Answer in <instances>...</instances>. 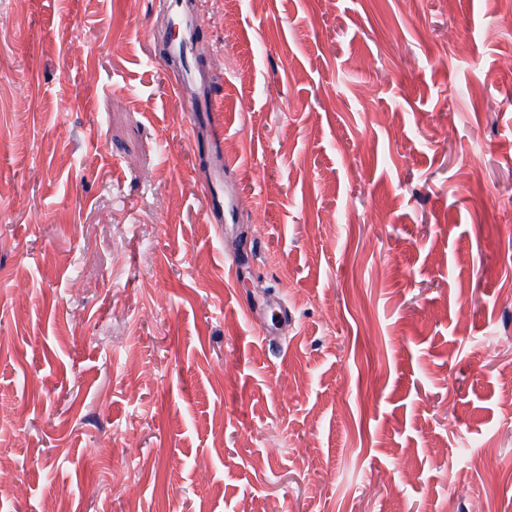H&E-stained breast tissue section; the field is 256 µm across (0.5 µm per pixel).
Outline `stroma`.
I'll return each mask as SVG.
<instances>
[{
  "mask_svg": "<svg viewBox=\"0 0 512 512\" xmlns=\"http://www.w3.org/2000/svg\"><path fill=\"white\" fill-rule=\"evenodd\" d=\"M202 10L220 224L159 0H0V512H512V0ZM195 77L193 72L183 71L182 79L177 85L176 90L186 105L189 112L190 121L189 128L194 132L198 125L204 124L210 127L214 144L219 149L213 156V165L208 173L204 185V198L206 207L204 211V219L206 223L211 224V218L220 214L221 209L224 211V198L219 193V186L224 177V154L221 150L223 138V123L219 113L214 112L209 100H201L193 93L191 85L194 83Z\"/></svg>",
  "mask_w": 512,
  "mask_h": 512,
  "instance_id": "1",
  "label": "stroma"
}]
</instances>
